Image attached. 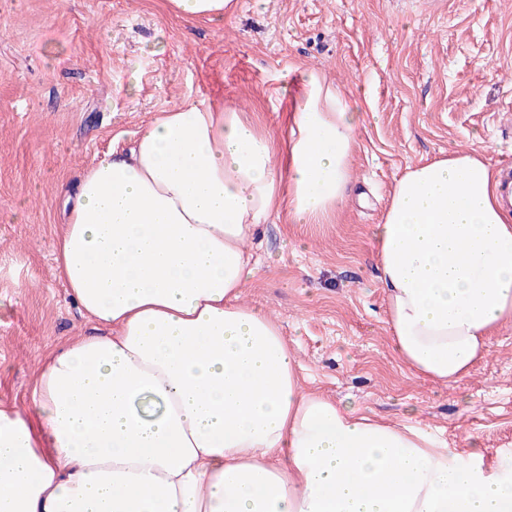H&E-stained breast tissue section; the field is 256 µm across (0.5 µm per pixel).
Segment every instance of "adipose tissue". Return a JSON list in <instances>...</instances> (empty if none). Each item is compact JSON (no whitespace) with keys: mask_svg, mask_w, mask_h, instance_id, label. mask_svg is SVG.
Listing matches in <instances>:
<instances>
[{"mask_svg":"<svg viewBox=\"0 0 512 512\" xmlns=\"http://www.w3.org/2000/svg\"><path fill=\"white\" fill-rule=\"evenodd\" d=\"M361 121L312 72L282 142L184 103L82 176L55 261L105 332L46 359L31 417L0 408V512H512V452L461 454L305 392L243 299L261 224H327L347 200ZM371 239L400 358L469 375L512 320L497 174L473 150L409 167Z\"/></svg>","mask_w":512,"mask_h":512,"instance_id":"obj_1","label":"adipose tissue"}]
</instances>
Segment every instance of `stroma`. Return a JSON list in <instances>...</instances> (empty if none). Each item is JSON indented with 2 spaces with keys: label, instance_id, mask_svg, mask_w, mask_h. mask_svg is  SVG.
<instances>
[{
  "label": "stroma",
  "instance_id": "obj_1",
  "mask_svg": "<svg viewBox=\"0 0 512 512\" xmlns=\"http://www.w3.org/2000/svg\"><path fill=\"white\" fill-rule=\"evenodd\" d=\"M312 71L364 114L351 194L333 223L262 226L247 302L279 323L307 389L413 417L452 448L512 451V323L470 375L414 376L370 241L408 167L474 147L512 163V0H236L214 21L167 0H0L1 407L29 415L47 354L96 330L54 261L80 176L185 102L237 108L281 139Z\"/></svg>",
  "mask_w": 512,
  "mask_h": 512
}]
</instances>
